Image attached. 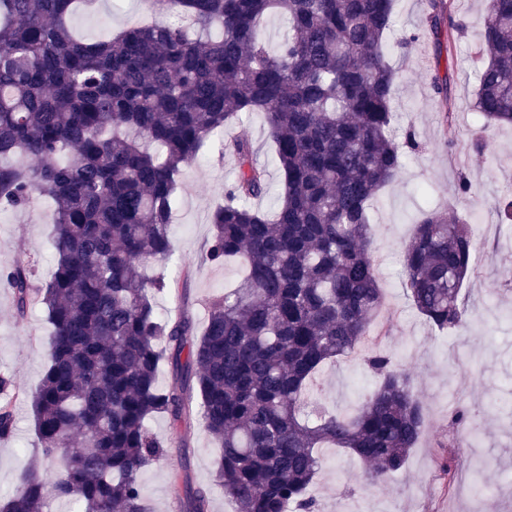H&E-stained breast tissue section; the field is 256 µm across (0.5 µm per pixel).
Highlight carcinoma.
I'll use <instances>...</instances> for the list:
<instances>
[{"instance_id": "1", "label": "carcinoma", "mask_w": 512, "mask_h": 512, "mask_svg": "<svg viewBox=\"0 0 512 512\" xmlns=\"http://www.w3.org/2000/svg\"><path fill=\"white\" fill-rule=\"evenodd\" d=\"M394 0H152L176 21L131 24L103 41L76 37L78 0H0V212L42 195L56 204L54 272L8 271L20 313L41 305L49 359L30 396L41 454L23 468L0 512H44L52 499L81 512H152L142 475L165 462L146 422L189 419L192 400L222 453L217 476L238 512H316L319 449L348 450L368 479L403 469L425 432L410 377L370 327L384 305L372 254L371 201L421 149L391 131L397 72L386 62ZM486 55L474 110L512 126V0H486ZM287 18L274 50L259 36ZM456 0H427L432 35L464 25ZM447 140L455 112L448 77H432ZM261 112L282 177L276 206L251 140L222 143L238 163L210 216L207 259L244 277L191 319L157 311L168 287L147 269L173 252L178 179L213 137ZM471 227L426 214L404 249L417 311L433 326L463 325L458 304L474 249ZM372 345L377 388L341 416L307 410L314 375ZM168 360L180 387L158 385ZM0 439L15 429L14 380L0 376Z\"/></svg>"}]
</instances>
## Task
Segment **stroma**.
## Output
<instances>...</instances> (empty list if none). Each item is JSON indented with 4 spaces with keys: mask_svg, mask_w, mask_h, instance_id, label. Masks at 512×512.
Wrapping results in <instances>:
<instances>
[{
    "mask_svg": "<svg viewBox=\"0 0 512 512\" xmlns=\"http://www.w3.org/2000/svg\"><path fill=\"white\" fill-rule=\"evenodd\" d=\"M486 13L485 0H461L459 15L467 29L450 50L436 52L433 42L405 44L424 25L426 0H396L388 56L398 71L392 99L396 138L414 130L419 151L406 154L398 179L384 188L371 206L373 255L386 292L382 314L371 328L384 336L395 363L408 373L416 396L426 409L424 437L404 470L375 485L356 456L335 448L322 451L323 466L311 489L321 512H512V226L500 223L499 202L512 195V126L482 129L473 110L481 62L476 55ZM145 0H98L75 13L71 25L89 41L108 38L127 25L153 19ZM451 76L457 138L446 146L431 87L434 71ZM234 134L251 139L259 165L266 168L270 208L281 188L272 142L262 114L244 113ZM485 136L489 152L473 150L476 136ZM237 172L231 155L212 142L194 164L183 168L171 227L174 251L155 265L171 290L157 294L161 314L185 309L196 329H203L210 299L233 287L240 278L236 264L207 260L211 236L209 217ZM471 184L460 197V177ZM453 209L472 223L474 272L460 294L466 323L438 329L414 309L407 295L402 257L414 224L425 211ZM54 222L50 200L40 199L23 211L0 213V272L32 262L40 279L54 271L49 235ZM50 332L46 313L35 305L18 314L12 294L0 283V373L11 375L25 396L16 403V430L0 440V495L11 493L22 467L37 460L34 418L28 399L40 384L47 363ZM362 358L328 363L310 389L313 404L327 411L351 413L378 385ZM466 410L463 442L453 445L451 419ZM148 429L160 442L167 462L147 469L145 493L154 512H185L187 493L203 492L206 512H235L216 476V443L201 417L189 428L173 426L164 414L152 417ZM453 460L457 475L481 472L473 496L444 489L436 461Z\"/></svg>",
    "mask_w": 512,
    "mask_h": 512,
    "instance_id": "1",
    "label": "stroma"
}]
</instances>
